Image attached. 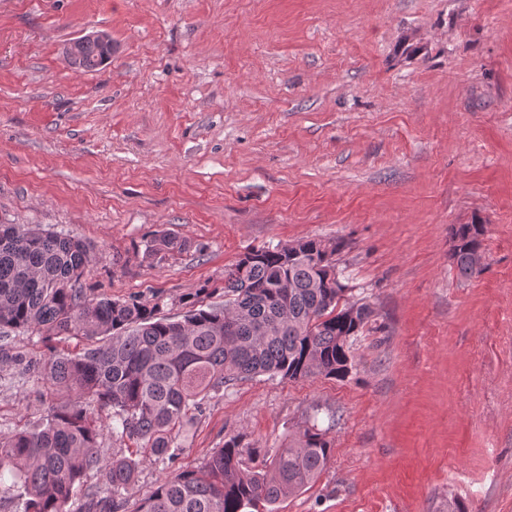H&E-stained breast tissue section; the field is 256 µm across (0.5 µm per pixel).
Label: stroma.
Listing matches in <instances>:
<instances>
[{
	"label": "stroma",
	"mask_w": 512,
	"mask_h": 512,
	"mask_svg": "<svg viewBox=\"0 0 512 512\" xmlns=\"http://www.w3.org/2000/svg\"><path fill=\"white\" fill-rule=\"evenodd\" d=\"M99 30L111 57L74 71L64 46ZM474 223L464 278L449 230ZM0 224L83 239L96 295L170 317L223 301L250 248L339 240L374 310L345 380L210 393L129 505L231 436L259 467L313 424L330 461L277 512H512V0H0ZM158 230L190 249L144 258ZM46 390L0 367V432ZM452 245L450 259L453 265L463 276H472L482 271L480 265L484 262V256L475 257L482 251V241L485 234V226L482 224H458L451 229ZM481 268V269H480Z\"/></svg>",
	"instance_id": "1"
}]
</instances>
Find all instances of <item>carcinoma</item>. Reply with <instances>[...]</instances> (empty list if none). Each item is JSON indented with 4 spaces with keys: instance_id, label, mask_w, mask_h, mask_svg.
Listing matches in <instances>:
<instances>
[{
    "instance_id": "cac0c4a2",
    "label": "carcinoma",
    "mask_w": 512,
    "mask_h": 512,
    "mask_svg": "<svg viewBox=\"0 0 512 512\" xmlns=\"http://www.w3.org/2000/svg\"><path fill=\"white\" fill-rule=\"evenodd\" d=\"M112 44L87 40L75 71L99 69ZM485 226L451 229L450 259L463 276L481 272L475 257ZM146 258L181 253L187 238L158 231L143 241ZM339 241H299L290 254L252 248L224 270V302L204 303L203 286L181 298L179 319L160 314V302L94 297L84 288L92 247L64 230L39 224H0V335L32 332L49 343L41 357L0 344V364L21 372L38 366L48 402L32 425L0 434V483L12 479L17 512H126L122 496L140 461L99 454L103 437L95 414L112 418V437L133 442L161 460H174L180 436L203 399L256 375L288 380H343L351 348L374 311L349 302L336 286ZM77 340L61 352L55 342ZM253 448L232 436L204 463L160 482L137 512H245L274 505L313 486L327 467L330 442L307 427L278 449L270 464L247 465ZM96 469L102 489L83 488Z\"/></svg>"
}]
</instances>
